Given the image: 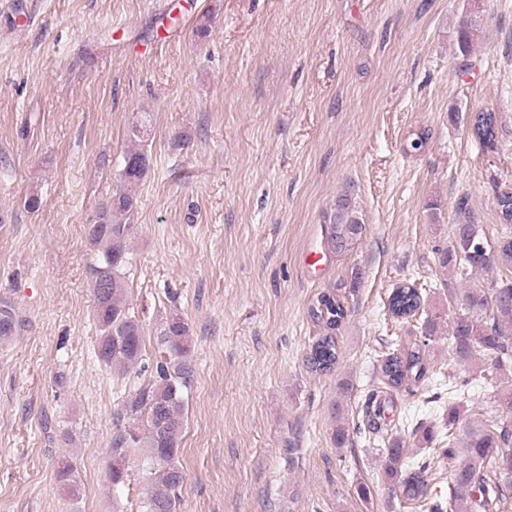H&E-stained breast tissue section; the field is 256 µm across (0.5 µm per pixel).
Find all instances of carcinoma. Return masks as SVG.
Here are the masks:
<instances>
[{"label":"carcinoma","instance_id":"carcinoma-1","mask_svg":"<svg viewBox=\"0 0 512 512\" xmlns=\"http://www.w3.org/2000/svg\"><path fill=\"white\" fill-rule=\"evenodd\" d=\"M480 30L478 16L468 15L458 29V48L470 51L472 40ZM473 135L484 146H495L496 113L479 109L469 117ZM151 156L135 146L123 157L121 182L123 189L103 203L89 228V236L98 247L101 258L92 268L93 283L102 285L101 295L94 296L95 316L100 331L97 354L108 368L116 366L126 371L142 361L143 326L131 312L126 299L123 271L129 263L131 225L127 224L137 208L133 186L147 174ZM494 206L499 222L512 224V191L496 195ZM459 215L448 248L440 252L442 267L469 276L476 270H490L498 264H512V240L494 246L481 226L474 224L466 199L456 204ZM477 230L485 249L471 247L470 233ZM363 234L350 195L336 201L329 217L326 247L336 254L351 250ZM461 312L448 322V341L453 360L466 365L483 355L501 370L512 364V280L505 279L489 286L473 285L461 292ZM421 307V293L412 285L395 288L389 297L388 309L396 317L416 314ZM314 319L333 330L346 316L339 300L323 293L311 306ZM441 320L426 317L418 336H411L403 348L389 355L381 366L382 387L373 391L363 408V424L356 427L359 435L378 434L386 424V414L394 407L393 392L426 378L424 347L439 336ZM16 335L12 312L0 310V343ZM191 338L188 322L180 315L165 323L157 342L154 375L141 387L126 406V415L134 424L118 432L112 439V456L123 457L125 448L145 442L149 458L157 469L151 472V491L145 502V512H177L176 490L185 480L184 471L176 464L182 444L184 390L193 381L194 368L190 356ZM336 343L325 335L312 349L308 364L314 370H329L336 364ZM471 379L448 383L446 422L438 433L427 428L421 432V443L431 454L405 463L406 448L399 434L382 438L385 463L383 480L389 486L400 507L406 512H512V386L498 395L500 414L489 422L475 421L464 416L460 401L475 393ZM448 464V499L431 496L429 479L436 466Z\"/></svg>","mask_w":512,"mask_h":512}]
</instances>
